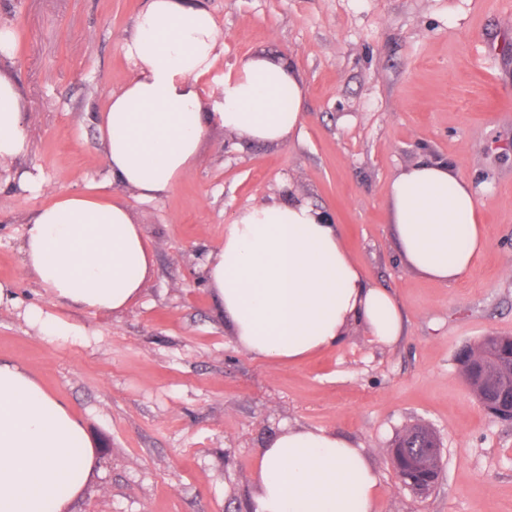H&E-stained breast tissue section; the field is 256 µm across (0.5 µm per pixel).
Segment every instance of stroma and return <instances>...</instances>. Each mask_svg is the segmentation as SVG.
Instances as JSON below:
<instances>
[{"instance_id": "obj_1", "label": "stroma", "mask_w": 512, "mask_h": 512, "mask_svg": "<svg viewBox=\"0 0 512 512\" xmlns=\"http://www.w3.org/2000/svg\"><path fill=\"white\" fill-rule=\"evenodd\" d=\"M224 49L201 81L214 104L241 59L292 61L304 88L298 135L250 144L207 126L195 169L152 203L107 184L95 115L132 69L122 52L144 0H0L17 45L0 69L23 94L25 155L42 175L0 179V281L82 327L51 342L21 307L0 305V360L19 364L88 427L98 464L66 512H253L254 466L285 427H322L368 448L381 512H512V422L465 387L459 349L512 336V0H196ZM424 159L473 184L487 242L462 280L440 284L403 264L388 220L392 180ZM103 185L152 247L154 272L120 314L50 302L24 272L29 217ZM328 212L370 280L394 293L399 342L362 329L299 364L252 358L203 278L224 226L287 198ZM416 424L443 444L428 496L401 487L387 450Z\"/></svg>"}]
</instances>
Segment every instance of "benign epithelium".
<instances>
[{
    "label": "benign epithelium",
    "instance_id": "7a95c632",
    "mask_svg": "<svg viewBox=\"0 0 512 512\" xmlns=\"http://www.w3.org/2000/svg\"><path fill=\"white\" fill-rule=\"evenodd\" d=\"M460 374L466 387L494 417L512 421V336L490 333L474 346H467L458 355ZM416 477L403 480V487L423 497L442 476L440 443L431 436L424 454L411 461Z\"/></svg>",
    "mask_w": 512,
    "mask_h": 512
}]
</instances>
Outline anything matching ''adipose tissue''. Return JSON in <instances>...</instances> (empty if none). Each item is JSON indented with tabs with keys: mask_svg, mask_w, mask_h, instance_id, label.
I'll return each instance as SVG.
<instances>
[{
	"mask_svg": "<svg viewBox=\"0 0 512 512\" xmlns=\"http://www.w3.org/2000/svg\"><path fill=\"white\" fill-rule=\"evenodd\" d=\"M213 15L190 0H147L122 51L133 67L100 112L97 129L113 184L144 200L168 196L197 165L207 125L276 145L302 123L304 92L288 62L259 54L224 78L207 111L200 88L218 58ZM22 95L0 72V163L20 160ZM403 262L449 284L470 273L487 231L471 183L448 163L423 160L392 180L388 199ZM24 270L51 301L120 313L153 269L150 241L119 200L66 194L28 219ZM204 278L243 349L271 363H298L340 347L350 327L390 347L405 313L345 249L337 224L292 197L236 214L211 250ZM96 459L85 424L20 365L0 361V512H63ZM254 512H378L379 475L362 445L326 428L282 429L262 448Z\"/></svg>",
	"mask_w": 512,
	"mask_h": 512,
	"instance_id": "adipose-tissue-1",
	"label": "adipose tissue"
}]
</instances>
